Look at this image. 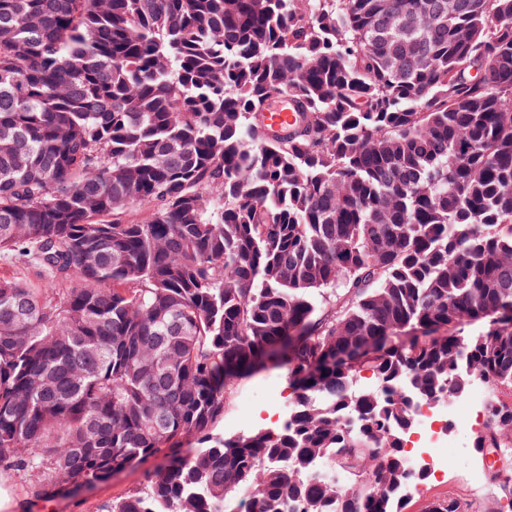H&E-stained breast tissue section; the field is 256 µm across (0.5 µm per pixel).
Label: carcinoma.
I'll return each mask as SVG.
<instances>
[{
	"mask_svg": "<svg viewBox=\"0 0 512 512\" xmlns=\"http://www.w3.org/2000/svg\"><path fill=\"white\" fill-rule=\"evenodd\" d=\"M458 2L0 0V251L48 281L0 278V470L51 501L165 451L107 512H405L415 402L512 389V0ZM279 353L288 421L217 433Z\"/></svg>",
	"mask_w": 512,
	"mask_h": 512,
	"instance_id": "1",
	"label": "carcinoma"
}]
</instances>
